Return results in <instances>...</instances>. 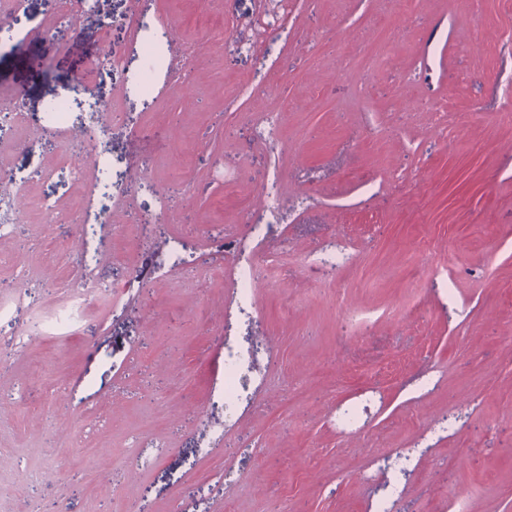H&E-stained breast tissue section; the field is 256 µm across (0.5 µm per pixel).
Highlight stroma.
<instances>
[{"instance_id":"stroma-1","label":"stroma","mask_w":512,"mask_h":512,"mask_svg":"<svg viewBox=\"0 0 512 512\" xmlns=\"http://www.w3.org/2000/svg\"><path fill=\"white\" fill-rule=\"evenodd\" d=\"M2 96L0 512H512V0H24ZM238 250L243 253V257L238 261L234 269V279L236 282V293L240 302L249 303L253 297V290L257 281L258 260L254 253H246L237 242H225L224 250ZM249 356L242 352L228 350L224 355V402L233 404L243 389L242 372L250 365Z\"/></svg>"}]
</instances>
